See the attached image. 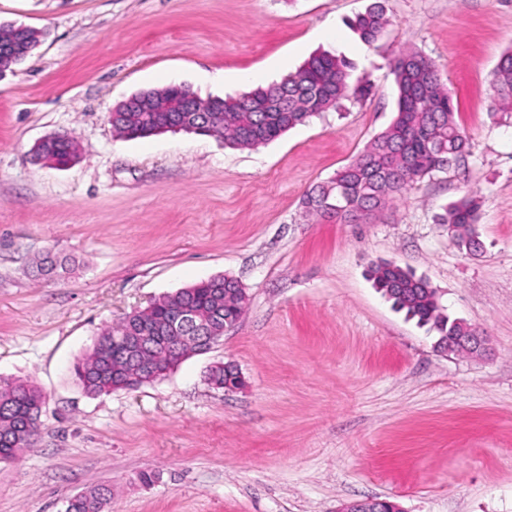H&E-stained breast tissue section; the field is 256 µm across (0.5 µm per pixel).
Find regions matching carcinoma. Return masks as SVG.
Instances as JSON below:
<instances>
[{
    "instance_id": "cac0c4a2",
    "label": "carcinoma",
    "mask_w": 512,
    "mask_h": 512,
    "mask_svg": "<svg viewBox=\"0 0 512 512\" xmlns=\"http://www.w3.org/2000/svg\"><path fill=\"white\" fill-rule=\"evenodd\" d=\"M389 19L385 0H373L351 20V27L368 43L384 34ZM16 48L32 53L37 44L35 31L25 29L14 39ZM350 63L337 56L310 57L294 73L265 88L235 97L216 98L210 112H182L180 108L192 90L181 84L143 90V99L170 106L169 112H116L113 130L125 139L146 138L158 129L180 128L184 132L195 122L209 126L210 136L230 147L254 149L278 138L310 118L337 109L341 101L365 98L369 85L351 86ZM397 86L396 116L348 165L328 181L309 189L302 204L306 211L338 221H357L380 210L401 195L414 180L442 172L469 152V141L455 120L452 96L434 62L418 50H406L392 59ZM498 110H512V51L501 56L494 73ZM71 141L60 136L46 147V154L62 158L70 154ZM481 208L475 196H465L445 208L437 223L452 228L455 246L469 254ZM67 271V260L47 252L36 265L37 275L53 279ZM375 288L408 320L427 326L435 333L434 348H447L449 336L466 335L470 326L450 317L440 305L436 289L429 282L392 262H380L370 269ZM248 298L239 283L228 276H216L155 300L148 308L127 314L118 323L100 330L91 348L75 363V376L85 394L109 395L119 389L125 365L112 361V347L136 328L146 325L155 336L170 335L172 310L188 306L196 323L224 336V323L236 322L244 314ZM211 381L222 387L236 384L234 371L219 363L211 367ZM44 396L34 384L0 377V461H8L34 446L41 429L40 411ZM111 490L97 485L71 498L66 512H101Z\"/></svg>"
}]
</instances>
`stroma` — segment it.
<instances>
[{
	"instance_id": "stroma-1",
	"label": "stroma",
	"mask_w": 512,
	"mask_h": 512,
	"mask_svg": "<svg viewBox=\"0 0 512 512\" xmlns=\"http://www.w3.org/2000/svg\"><path fill=\"white\" fill-rule=\"evenodd\" d=\"M370 2L0 0V25L40 34L0 74V377L45 395L37 446L0 462V512H65L100 484L103 512H338L369 497L512 512V112L492 91L512 0H386L390 23L368 44L349 22ZM410 48L446 81L469 155L367 220L306 215V191L392 122L391 61ZM319 52L351 62L371 95L256 149L186 132L128 140L108 122L142 90L235 96ZM53 133L76 144L67 167L34 157ZM469 194L475 256L435 221ZM49 251L69 271L33 277ZM379 261L428 279L490 353L434 351L374 288ZM218 275L249 297L218 344L153 383L85 395L73 366L101 328ZM218 362L242 389L207 384Z\"/></svg>"
}]
</instances>
